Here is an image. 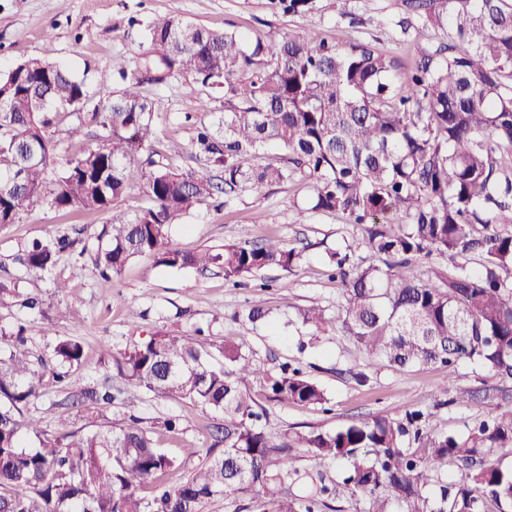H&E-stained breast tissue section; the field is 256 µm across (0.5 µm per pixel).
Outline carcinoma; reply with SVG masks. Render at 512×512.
I'll return each mask as SVG.
<instances>
[{
  "label": "carcinoma",
  "instance_id": "1",
  "mask_svg": "<svg viewBox=\"0 0 512 512\" xmlns=\"http://www.w3.org/2000/svg\"><path fill=\"white\" fill-rule=\"evenodd\" d=\"M283 15L316 9V0H269ZM393 22L405 34L430 24L453 32L452 42L419 51L413 63L355 40L338 46L314 29L277 40L215 31L174 15L153 19L147 46L134 65L97 72L121 89L90 120L104 144L90 148L83 123L65 145L48 135L55 116L88 100L85 81L60 63L32 57L0 76V226L44 201L56 209L112 213V234L97 247L100 283L139 256L169 268H191L236 284L269 266L290 269L302 251L258 243L249 227L219 249L181 252L169 229L213 198V171L224 192L260 194L285 181L312 190L311 211L338 215L361 229L348 252L331 255L343 284L339 323L362 349L394 369L477 363L499 385L486 397L512 403V0H405ZM190 78L224 92L217 128H196L200 164L150 172L152 205L134 218L116 203L126 190L120 160L135 156L153 135L154 105L144 85ZM284 151L277 165L261 163L265 149ZM39 161L14 181L30 148ZM65 167L56 172L58 155ZM72 245L67 237L34 241L17 256L48 270ZM365 250L370 258L353 262ZM437 252L455 261L436 281L395 268ZM480 259L472 270L463 263ZM302 322L318 332L331 320L312 305ZM224 365L191 336H150L120 353V373L158 397L224 411V450L207 457L174 487L162 477L177 461L157 448L146 429L75 432L50 438L38 420L22 418L41 379L22 331L12 334L0 362V512H202L213 498L248 493L268 498V512H315L332 493L363 499L366 512H512V467L492 459L512 453V408L463 435L422 432L420 410L405 421L387 415L359 419L334 432L273 438L255 428V402L241 389L250 375L251 347L242 338L219 349ZM83 347L64 339L54 347L74 366ZM62 391L78 388L87 405L113 400L106 388L80 386L70 371L54 374ZM444 406L467 402L468 390L438 386ZM268 400L298 405L326 402L303 372L283 368L268 379ZM39 446L24 448L21 436ZM346 464L332 488L312 481L293 498L280 492L293 466V446ZM459 477L448 481V465ZM149 489L145 496L142 491Z\"/></svg>",
  "mask_w": 512,
  "mask_h": 512
}]
</instances>
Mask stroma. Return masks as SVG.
I'll use <instances>...</instances> for the list:
<instances>
[{
    "label": "stroma",
    "instance_id": "35a3bbf8",
    "mask_svg": "<svg viewBox=\"0 0 512 512\" xmlns=\"http://www.w3.org/2000/svg\"><path fill=\"white\" fill-rule=\"evenodd\" d=\"M316 5L315 13L283 16L270 9L268 0H0V75L31 57L67 64L79 77L109 65H131L147 45L148 22L166 14L269 39L311 27L336 44L367 40L406 61L419 48L431 49L447 39L446 32L432 27L400 35L392 21L403 14V0H350L345 16L337 0H317ZM143 93L157 108L155 134L136 159L122 163L127 189L117 208L131 216L151 205L146 181L152 165L194 168L196 126L218 121L224 114L222 93L189 79L163 87L148 85ZM309 194V187L300 182L274 185L260 195L239 191L224 196L222 204L197 207L171 226V245L184 252L220 248L245 226L257 240L303 249L298 267H268L245 275L238 286L137 257L113 276L111 288L100 287L94 257L98 245L107 240L110 216L104 212L67 213L40 203L16 223L0 226V283L18 292L0 305V358L9 355L8 332L21 324L32 360L43 362L45 371L40 394L24 407V416L39 419L52 437L131 425L151 430L157 447L178 462L168 482H180L213 450L224 425L223 412L138 392L119 376L116 359L152 334L187 336L198 328L204 331L200 344L217 365L224 362L220 349L225 343L249 341L252 372L242 388L265 410L256 427L276 438L296 431L332 432L377 413L399 420L415 409L427 411L428 432L460 434L500 413L501 405L480 397L436 407L439 382L446 380L478 395L494 385V377L476 365L397 371L358 347L340 328L318 332L303 324L299 311L312 304L328 317L339 316L342 284L331 276L328 255L361 234L337 215L304 211ZM60 235L76 239L77 245L53 268L28 269L15 262V254L26 243ZM27 295L40 297L42 307L22 306L20 299ZM258 299L268 316L255 325L247 312ZM67 338L78 339L84 347L74 375L87 384L139 395L136 411L117 400L101 409L63 404L51 373L59 368L53 349ZM285 365L302 368L323 390L325 403L300 406L267 400L269 377ZM354 370L367 374L366 384L351 380ZM171 416L180 421L173 432L162 425Z\"/></svg>",
    "mask_w": 512,
    "mask_h": 512
}]
</instances>
